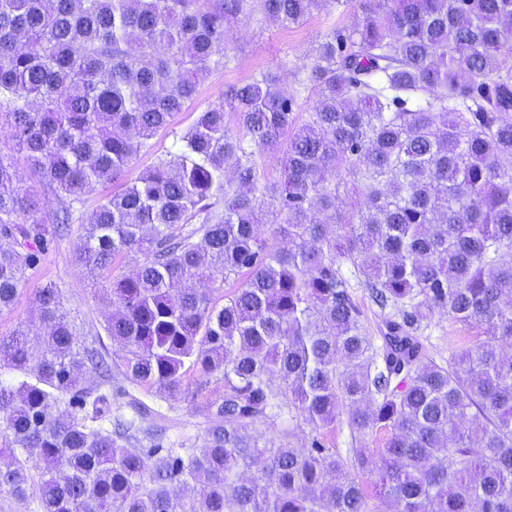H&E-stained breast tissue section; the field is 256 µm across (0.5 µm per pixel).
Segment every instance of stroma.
<instances>
[{"mask_svg": "<svg viewBox=\"0 0 512 512\" xmlns=\"http://www.w3.org/2000/svg\"><path fill=\"white\" fill-rule=\"evenodd\" d=\"M362 17L361 0H341L340 5L313 11L304 22L290 27L253 18L232 24L226 51L229 63L224 71L210 74L199 84L184 112L178 114L169 127L157 132L153 149L133 162L124 175L125 180L134 179L140 170L163 155L171 147L174 134L188 127L200 108L223 101L228 86L262 71L276 75L282 91L295 94L294 119L303 122L316 99V90L310 87L305 92H297L298 71L311 65L314 49L326 34L353 30ZM79 234V225H72L70 233L54 241L40 263L30 270L29 281L20 290L14 305L0 311V334H9L18 324L35 321L34 290L52 282L62 291L65 309L75 322L80 342L95 344L108 356H117L121 347L104 330L109 305L98 297L91 277L72 262ZM422 335L431 355L440 359L447 356L449 345L475 340L481 333L477 327L461 326L439 315L423 329ZM84 384L99 387L115 409L125 408L128 395H135L161 415L169 441L191 448L202 447L207 430L217 423L218 418L209 410L208 402L224 389L223 380L215 375L195 399L173 401L164 394L131 387L118 369L113 370L107 382H100L98 377L89 374Z\"/></svg>", "mask_w": 512, "mask_h": 512, "instance_id": "stroma-1", "label": "stroma"}]
</instances>
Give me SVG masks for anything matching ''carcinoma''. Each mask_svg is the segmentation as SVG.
<instances>
[{
  "instance_id": "cac0c4a2",
  "label": "carcinoma",
  "mask_w": 512,
  "mask_h": 512,
  "mask_svg": "<svg viewBox=\"0 0 512 512\" xmlns=\"http://www.w3.org/2000/svg\"><path fill=\"white\" fill-rule=\"evenodd\" d=\"M334 5L0 0V128L57 201L46 219L0 154V310L80 223L74 262L112 302L125 378L171 398L189 394L191 371L199 389L224 380L205 445L175 448L136 397L133 416L114 415L83 385L108 362L79 342L60 289L38 288L39 325L0 336L1 491L26 498L36 469L40 512H371L326 443L344 414L382 437L354 462L395 512H512V74L497 66L512 0H363L362 24L315 48L303 123L272 74L232 85L237 130L224 105L206 107L80 221L83 197L123 177L224 69L227 27L253 14L289 27ZM349 184L361 201L341 210ZM128 252L143 260L112 274ZM347 263L384 312L379 347ZM437 314L484 339L435 362L418 331ZM286 412L309 443L258 432Z\"/></svg>"
}]
</instances>
